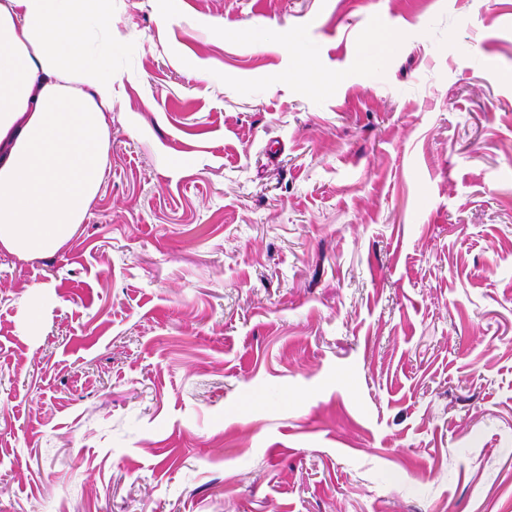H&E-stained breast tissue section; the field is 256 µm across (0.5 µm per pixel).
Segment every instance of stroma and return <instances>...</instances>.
<instances>
[{
    "label": "stroma",
    "instance_id": "stroma-1",
    "mask_svg": "<svg viewBox=\"0 0 512 512\" xmlns=\"http://www.w3.org/2000/svg\"><path fill=\"white\" fill-rule=\"evenodd\" d=\"M111 9L99 197L0 252V512H512V0Z\"/></svg>",
    "mask_w": 512,
    "mask_h": 512
}]
</instances>
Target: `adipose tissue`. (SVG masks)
Listing matches in <instances>:
<instances>
[{"instance_id":"obj_1","label":"adipose tissue","mask_w":512,"mask_h":512,"mask_svg":"<svg viewBox=\"0 0 512 512\" xmlns=\"http://www.w3.org/2000/svg\"><path fill=\"white\" fill-rule=\"evenodd\" d=\"M103 0H0V252L66 246L108 167L115 47Z\"/></svg>"}]
</instances>
